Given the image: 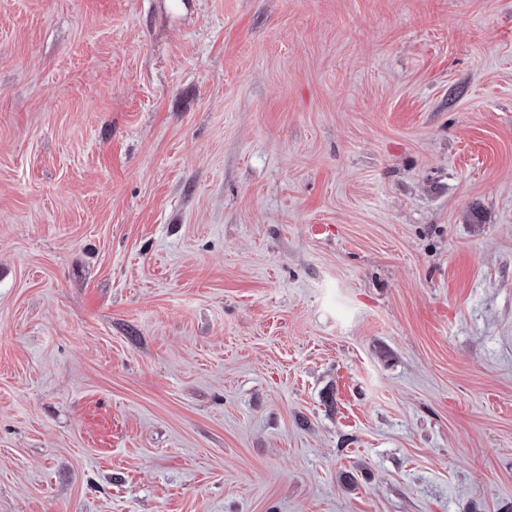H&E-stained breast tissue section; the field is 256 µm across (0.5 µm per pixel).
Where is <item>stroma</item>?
<instances>
[{
    "label": "stroma",
    "mask_w": 512,
    "mask_h": 512,
    "mask_svg": "<svg viewBox=\"0 0 512 512\" xmlns=\"http://www.w3.org/2000/svg\"><path fill=\"white\" fill-rule=\"evenodd\" d=\"M0 512H512V0H0Z\"/></svg>",
    "instance_id": "1"
}]
</instances>
